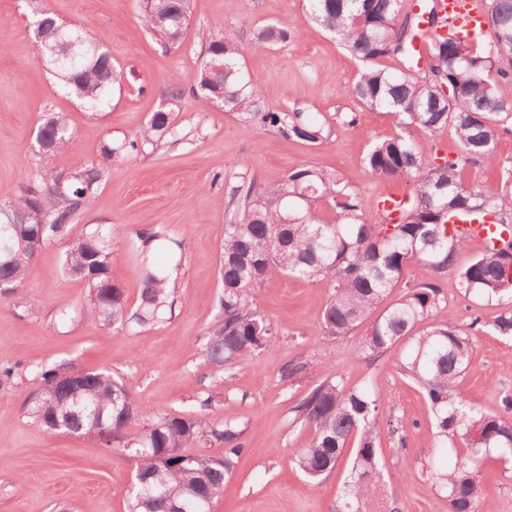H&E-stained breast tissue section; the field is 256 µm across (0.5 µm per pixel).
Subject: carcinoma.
Wrapping results in <instances>:
<instances>
[{
	"mask_svg": "<svg viewBox=\"0 0 512 512\" xmlns=\"http://www.w3.org/2000/svg\"><path fill=\"white\" fill-rule=\"evenodd\" d=\"M487 30L474 36L438 17L434 0L424 2L427 23L438 33L427 40V65L417 66L415 34L419 18L404 0H308L311 21L333 34L365 67L351 87L352 96L373 111L395 117L399 132L375 141L364 164L380 179L405 183L401 218L364 214L360 197L347 177L305 164L272 181H242L227 188L229 217L221 242L222 296L219 312L194 350L223 384L224 368L263 348L277 335L258 310L251 292L273 269L307 281H325L332 293L322 324L331 336H344L364 323L387 299L413 261L436 273L452 269L466 297L512 304V171L491 183L469 185L468 165H499L497 144L512 133V52L498 44L512 40V0H481ZM142 22L155 40L181 46L189 25L190 0H142ZM44 52L55 45L59 26L48 13L35 21ZM78 42L72 59L52 66L61 85L92 112L109 103L122 77L103 48L99 33L68 28ZM298 30L269 24L246 40L228 26L205 42L202 61L189 92L234 112L244 132L272 127L282 136L311 147L334 134L332 123L302 107L274 111L241 66L252 49L288 42ZM165 107L151 115L130 139L107 144L101 159L75 171H53L13 194L0 208V284L15 292L27 279L41 249L69 235L75 216L88 209L112 161L177 134L174 114L184 90L164 91ZM416 128L432 136L444 132L458 146L455 154L425 153L411 138ZM74 143L65 116L53 113L37 130L38 152L56 155ZM324 201L334 211L330 221L315 218ZM34 212L43 224L29 223ZM487 225L484 252L463 266L457 256L467 240L450 229V219ZM112 229L101 224L82 232L68 247L63 269L87 290L84 315L108 324L144 327L172 313L182 244L162 225L137 235L143 288L137 309L111 276ZM403 346L399 369L426 398L435 422L429 444L431 477L444 494L448 512H491L478 474L486 458H512V422L465 403L458 379L469 367L472 337L453 321L436 283L408 285L370 324L361 354L374 360ZM29 414L50 431L90 436L110 447L117 443L137 459L128 491L129 512H212L245 449L229 418L152 414L143 409L110 369H87L73 362L41 373L38 391L27 399ZM380 399L364 389H350L326 379L295 407V419L313 429L309 445L294 462L315 481L331 473L349 441L357 442L352 471L340 512H386L370 496L382 473L378 442L394 434L392 419L381 417ZM460 440L464 448L448 447ZM193 443L218 444L219 455L188 453Z\"/></svg>",
	"mask_w": 512,
	"mask_h": 512,
	"instance_id": "1",
	"label": "carcinoma"
}]
</instances>
